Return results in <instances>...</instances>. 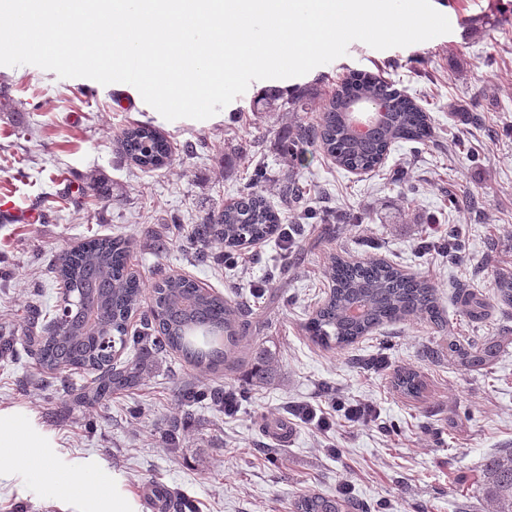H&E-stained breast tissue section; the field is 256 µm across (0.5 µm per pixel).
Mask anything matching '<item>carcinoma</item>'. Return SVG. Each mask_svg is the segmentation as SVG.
Here are the masks:
<instances>
[{
	"mask_svg": "<svg viewBox=\"0 0 512 512\" xmlns=\"http://www.w3.org/2000/svg\"><path fill=\"white\" fill-rule=\"evenodd\" d=\"M354 99L379 100L385 106L384 119L363 137L354 135L347 123V105ZM265 108H280L294 116V139L285 145L287 155L297 156L305 147L316 145L346 170H373L393 144L423 142L431 134L426 113L373 75L340 83L315 124L300 116L303 104L299 99L281 105L267 101ZM118 143L140 167L159 168L171 161L167 142L150 126L122 131ZM262 178V171H254L253 181L235 202L207 214L186 237L184 247L198 262L208 260L207 249L214 244L233 250L283 228L279 213L256 189ZM281 194L295 206L304 197L300 183L289 177L283 181ZM130 253L131 243L121 235H94L77 249L62 253L57 274L72 292L85 296L86 306L73 309L59 331L29 340L31 355L48 375L75 370L96 373L90 385L74 396L87 409L137 388L142 379L141 361L117 365L112 352L98 344L103 337L121 349L131 345L162 354L174 351L199 371L216 373L236 359L238 338L246 330L240 309L224 296L183 276H164L149 284L132 271ZM328 276L330 295L306 326L318 344L343 349L383 324L407 318H424L438 328L445 324L435 287L387 262H352L334 256ZM463 304L470 316H482L485 302L480 295L464 294ZM139 309L143 310L141 329L130 336L128 321ZM449 350L467 367H481L496 356L493 346L472 352L451 343ZM249 358L251 378L263 383L272 377L267 350L256 348ZM483 492L492 512H512V448L485 459ZM350 508L352 501L323 494L302 495L294 502V512H348Z\"/></svg>",
	"mask_w": 512,
	"mask_h": 512,
	"instance_id": "1",
	"label": "carcinoma"
}]
</instances>
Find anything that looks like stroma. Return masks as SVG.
Here are the masks:
<instances>
[{
  "label": "stroma",
  "instance_id": "35a3bbf8",
  "mask_svg": "<svg viewBox=\"0 0 512 512\" xmlns=\"http://www.w3.org/2000/svg\"><path fill=\"white\" fill-rule=\"evenodd\" d=\"M450 24L448 34L407 47L374 49L352 42L346 55L293 78L292 96L316 120L336 85L351 75H378L431 117L425 143L398 142L380 167L356 175L318 147L302 163L283 146L291 117L261 112L257 84L206 120L169 121L129 95L124 83L103 85L62 78L34 65L0 66V333L32 327L42 334L36 306H54L61 283L59 254L84 238L123 234L131 265L145 280L157 273L193 279L225 299L245 304L249 327L241 352L261 347L274 357L271 382H252L244 365L218 373L192 369L178 353L125 349L118 363L141 358L143 381L93 410L75 407L67 384L41 379L15 345L0 359V408L19 409L53 440L28 448L0 480V512H101L100 497L61 492L37 474L41 459L62 472L101 479L104 491L119 475L122 495L140 512H162L150 490L191 499L195 512H293L298 495L348 492L365 512H489L482 466L512 448V306L495 285L512 275V0H432ZM137 124L158 129L173 146L170 164L145 170L123 157L117 137ZM260 190L285 219L279 198L288 175L309 189L315 217L291 248L279 238L244 246L245 265L192 261L180 246L207 213L235 201L254 166ZM100 180L111 199L79 187ZM40 216L30 224L22 213ZM457 229L456 261L421 244ZM377 258L437 289L448 318L437 329L424 320L385 325L339 350L314 343L305 324L330 292L332 256ZM480 290L481 319L469 317L460 289ZM480 349L496 344L492 363L467 368L448 352L449 340ZM384 356L387 367H366ZM416 372L420 394L395 385ZM241 395L233 416L209 400L177 403L183 382ZM368 402L367 423L337 416L329 431L300 422L301 404L331 409L335 400ZM184 419L180 443L168 449L160 431ZM288 423V440L272 421Z\"/></svg>",
  "mask_w": 512,
  "mask_h": 512
}]
</instances>
